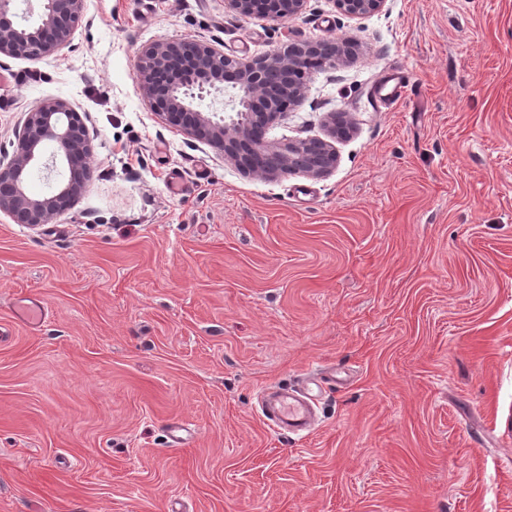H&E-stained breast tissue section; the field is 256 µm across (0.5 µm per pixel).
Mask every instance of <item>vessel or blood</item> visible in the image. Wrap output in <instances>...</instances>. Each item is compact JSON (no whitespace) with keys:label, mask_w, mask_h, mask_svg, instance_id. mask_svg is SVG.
Returning a JSON list of instances; mask_svg holds the SVG:
<instances>
[{"label":"vessel or blood","mask_w":512,"mask_h":512,"mask_svg":"<svg viewBox=\"0 0 512 512\" xmlns=\"http://www.w3.org/2000/svg\"><path fill=\"white\" fill-rule=\"evenodd\" d=\"M13 314L15 319L32 328L40 326L47 316L42 303L36 300L29 302L23 298L14 303ZM316 401V395L306 387L269 391L263 407L264 421L277 434L306 436L316 422Z\"/></svg>","instance_id":"vessel-or-blood-1"}]
</instances>
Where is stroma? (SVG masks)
<instances>
[{
    "label": "stroma",
    "instance_id": "35a3bbf8",
    "mask_svg": "<svg viewBox=\"0 0 512 512\" xmlns=\"http://www.w3.org/2000/svg\"><path fill=\"white\" fill-rule=\"evenodd\" d=\"M184 37L350 41L269 132L351 113L335 170L249 176L166 123L136 55ZM55 99L94 176L53 222L0 213V512H512V0H84L59 53L0 57V160ZM330 369L315 430L271 432L261 391ZM307 2L308 0H225L227 7L240 17L260 16L276 23L300 16L306 10ZM282 3H288V16H282ZM386 0H336V7L346 16L360 17L381 11ZM13 314L15 319L32 328L40 326L47 316L46 308L42 303L27 298L16 300L13 305Z\"/></svg>",
    "mask_w": 512,
    "mask_h": 512
}]
</instances>
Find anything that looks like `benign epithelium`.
<instances>
[{
	"mask_svg": "<svg viewBox=\"0 0 512 512\" xmlns=\"http://www.w3.org/2000/svg\"><path fill=\"white\" fill-rule=\"evenodd\" d=\"M288 3V17L301 15L308 0H225L240 17L260 16L284 20L281 2ZM17 0H0V55L32 59L66 47L83 10V0H40L36 16L24 22L16 11ZM386 0H336L346 16L360 17L381 11ZM319 54L330 64L349 53L345 42L308 40L276 47L243 59L226 55L211 44L190 38L156 41L137 53L135 78L143 98L165 120L204 142L248 172L267 179L303 173L324 177L338 160L335 146L321 139L273 142L267 131L303 95L304 83L275 89L276 76L301 69L309 54ZM231 84L245 91L240 117H226L199 105L207 95ZM354 122L347 112L328 117L330 137L342 138ZM50 153L51 166L69 173L49 193L28 189L30 173ZM89 131L67 102H46L28 113L16 135L12 156L0 162V212L13 223L30 227L46 224L64 214L86 188L92 176L89 164Z\"/></svg>",
	"mask_w": 512,
	"mask_h": 512,
	"instance_id": "1",
	"label": "benign epithelium"
}]
</instances>
